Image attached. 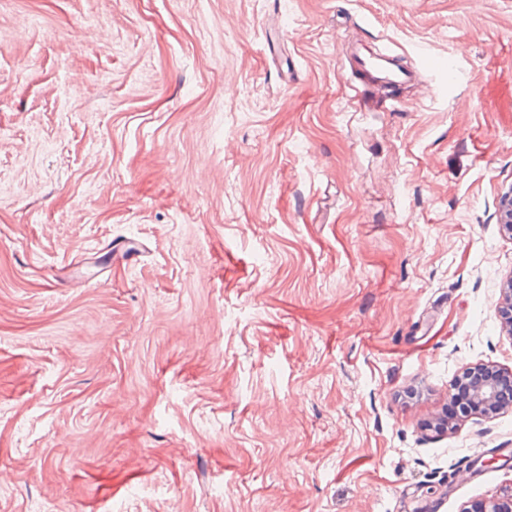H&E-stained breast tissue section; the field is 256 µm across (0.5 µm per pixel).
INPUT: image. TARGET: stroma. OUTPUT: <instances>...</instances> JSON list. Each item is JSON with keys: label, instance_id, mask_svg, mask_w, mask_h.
Instances as JSON below:
<instances>
[{"label": "stroma", "instance_id": "stroma-1", "mask_svg": "<svg viewBox=\"0 0 512 512\" xmlns=\"http://www.w3.org/2000/svg\"><path fill=\"white\" fill-rule=\"evenodd\" d=\"M511 192L512 0H0V512L512 493ZM355 56L357 67L371 82L392 89L405 87L413 79V72L399 64L396 54L382 53L372 47L360 45ZM476 368L480 369V374L469 387L467 406L487 416L497 415L505 408L512 410L511 401L504 403L499 398V388L504 380L512 381V371H504L494 365H480L470 368L464 374H469Z\"/></svg>", "mask_w": 512, "mask_h": 512}]
</instances>
